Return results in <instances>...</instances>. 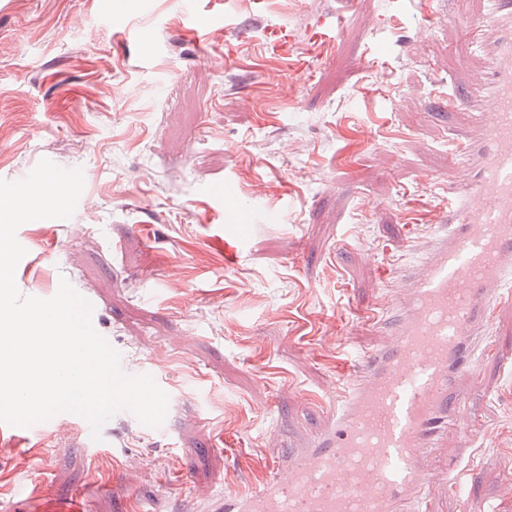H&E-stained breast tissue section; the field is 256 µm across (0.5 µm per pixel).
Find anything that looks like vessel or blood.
<instances>
[{
	"instance_id": "b4317fda",
	"label": "vessel or blood",
	"mask_w": 512,
	"mask_h": 512,
	"mask_svg": "<svg viewBox=\"0 0 512 512\" xmlns=\"http://www.w3.org/2000/svg\"><path fill=\"white\" fill-rule=\"evenodd\" d=\"M487 2L448 13L481 50L486 77L481 94L448 91L449 109L473 123L452 142L461 160L448 167L445 219L403 269L410 289L362 316L383 343L351 358L305 450L276 460L252 492L218 495L209 512H435L422 454L480 380L474 340L494 304L512 302V0Z\"/></svg>"
}]
</instances>
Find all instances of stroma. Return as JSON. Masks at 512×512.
<instances>
[{
  "mask_svg": "<svg viewBox=\"0 0 512 512\" xmlns=\"http://www.w3.org/2000/svg\"><path fill=\"white\" fill-rule=\"evenodd\" d=\"M205 3L0 0V179L44 159L85 177L71 218L19 227L18 289L48 299L68 280L126 374L169 397L161 426L118 412L96 448L70 413L44 447L0 439V512H206L253 486L325 425L349 353L379 341L358 310L384 302L382 271L448 208L450 141L468 121L448 83L485 77L448 0L430 22L420 0H264L202 56L180 11L204 27ZM340 12L335 46L297 71L309 26ZM281 24L296 41L267 58L262 32ZM425 463L464 487L436 485L438 512H512V368L488 369Z\"/></svg>",
  "mask_w": 512,
  "mask_h": 512,
  "instance_id": "35a3bbf8",
  "label": "stroma"
}]
</instances>
